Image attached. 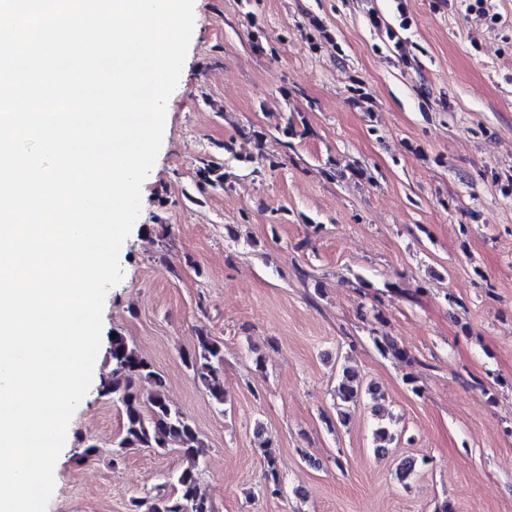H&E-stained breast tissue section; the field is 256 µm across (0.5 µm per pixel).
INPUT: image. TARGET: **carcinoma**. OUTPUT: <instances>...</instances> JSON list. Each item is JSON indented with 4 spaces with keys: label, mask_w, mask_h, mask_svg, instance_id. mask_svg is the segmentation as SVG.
Here are the masks:
<instances>
[{
    "label": "carcinoma",
    "mask_w": 512,
    "mask_h": 512,
    "mask_svg": "<svg viewBox=\"0 0 512 512\" xmlns=\"http://www.w3.org/2000/svg\"><path fill=\"white\" fill-rule=\"evenodd\" d=\"M112 371L102 381V393L119 402L125 422L117 447L166 449L179 448L188 459V465L175 477L178 495L156 496L136 501V512H214L211 501L200 492L198 457L203 447L195 424L180 410L173 408L163 394L164 377L129 343L124 336L110 343ZM193 379L199 382L219 404L224 402V383L219 372L224 363L223 346L202 332L194 349L184 359ZM145 381L154 387L149 407H143L135 384ZM373 393L358 375L344 369L336 390L341 402L340 420L349 416V409L360 403L362 397Z\"/></svg>",
    "instance_id": "carcinoma-1"
}]
</instances>
